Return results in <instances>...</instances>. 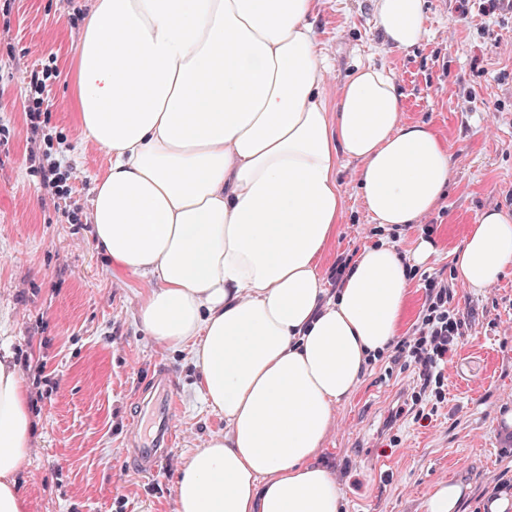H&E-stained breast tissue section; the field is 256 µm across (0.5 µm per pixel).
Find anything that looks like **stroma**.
I'll return each mask as SVG.
<instances>
[{"label":"stroma","instance_id":"obj_1","mask_svg":"<svg viewBox=\"0 0 512 512\" xmlns=\"http://www.w3.org/2000/svg\"><path fill=\"white\" fill-rule=\"evenodd\" d=\"M89 0H0V55L51 72L57 103L46 133L61 141L73 167L67 200L40 185V141L26 123L20 76L0 86V348L13 358H44L46 382L25 376L31 448L16 477L28 512H177L176 483L187 460L223 433V416L204 404L187 350L148 336L139 321L147 283L113 272L94 244L91 204L96 173L109 153L88 141L68 109L77 38ZM430 35L403 50L384 47L372 0H318L312 17L317 49L332 68L328 105L356 66L383 65L404 98L401 120L428 124L453 154L445 195L427 215L436 222L420 271L453 273L454 250L490 209L512 213V17L471 10L455 0H424ZM493 29L496 40L481 36ZM483 60L474 76L471 60ZM499 109H492V102ZM360 164L341 160L343 206L335 236L319 258L327 274L337 255H359L381 242L410 253L420 225L377 224L358 186ZM472 329L444 370L439 406L410 400L412 374L371 363L335 409L318 456L331 468L342 512H426L441 482L467 484L460 512L505 466L501 411L512 409V266L494 285L456 284ZM175 380L176 439L158 469L128 468L126 448L137 418L134 398L156 367Z\"/></svg>","mask_w":512,"mask_h":512}]
</instances>
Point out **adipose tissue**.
Listing matches in <instances>:
<instances>
[{
	"label": "adipose tissue",
	"mask_w": 512,
	"mask_h": 512,
	"mask_svg": "<svg viewBox=\"0 0 512 512\" xmlns=\"http://www.w3.org/2000/svg\"><path fill=\"white\" fill-rule=\"evenodd\" d=\"M317 0H92L71 108L111 162L94 179L98 247L148 281L147 332L189 349L223 433L186 462L177 512H340L316 460L335 407L396 339L409 281L394 245L364 249L334 299L318 261L358 161L373 220L413 224L443 197L451 152L400 120L385 68L358 66L335 107L310 18ZM385 47L428 34L423 0H374ZM487 288L512 264V214L489 210L453 254ZM25 381L0 353V512L30 448Z\"/></svg>",
	"instance_id": "adipose-tissue-1"
}]
</instances>
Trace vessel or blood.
<instances>
[{
	"label": "vessel or blood",
	"mask_w": 512,
	"mask_h": 512,
	"mask_svg": "<svg viewBox=\"0 0 512 512\" xmlns=\"http://www.w3.org/2000/svg\"><path fill=\"white\" fill-rule=\"evenodd\" d=\"M138 402L141 412L149 415L150 422L145 426L136 425L127 450L128 459L138 471L152 472L165 456L175 436V400L169 374L159 373L151 387L142 392Z\"/></svg>",
	"instance_id": "b4317fda"
}]
</instances>
